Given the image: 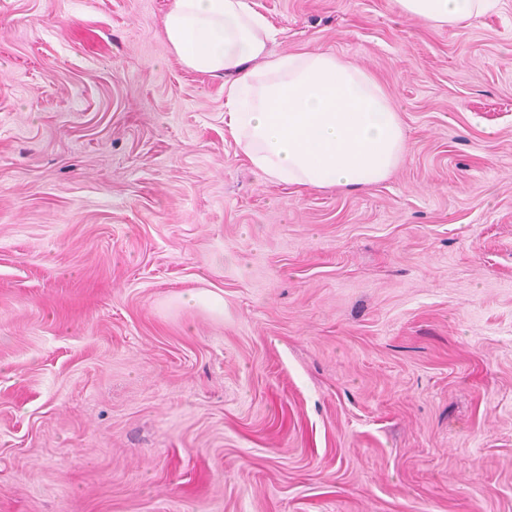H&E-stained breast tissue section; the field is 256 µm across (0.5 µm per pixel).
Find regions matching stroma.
Instances as JSON below:
<instances>
[{
	"mask_svg": "<svg viewBox=\"0 0 512 512\" xmlns=\"http://www.w3.org/2000/svg\"><path fill=\"white\" fill-rule=\"evenodd\" d=\"M253 3L378 78L384 182L256 178L168 0H0V512H512V0ZM400 13L431 27L475 21L497 11L501 0H395Z\"/></svg>",
	"mask_w": 512,
	"mask_h": 512,
	"instance_id": "35a3bbf8",
	"label": "stroma"
}]
</instances>
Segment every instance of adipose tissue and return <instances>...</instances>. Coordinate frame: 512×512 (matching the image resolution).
<instances>
[{"instance_id": "1", "label": "adipose tissue", "mask_w": 512, "mask_h": 512, "mask_svg": "<svg viewBox=\"0 0 512 512\" xmlns=\"http://www.w3.org/2000/svg\"><path fill=\"white\" fill-rule=\"evenodd\" d=\"M431 27L475 21L501 0H395ZM163 35L188 70L224 81V134L263 181L299 190L364 189L405 151L399 112L377 78L329 53L273 51L252 0H169Z\"/></svg>"}]
</instances>
